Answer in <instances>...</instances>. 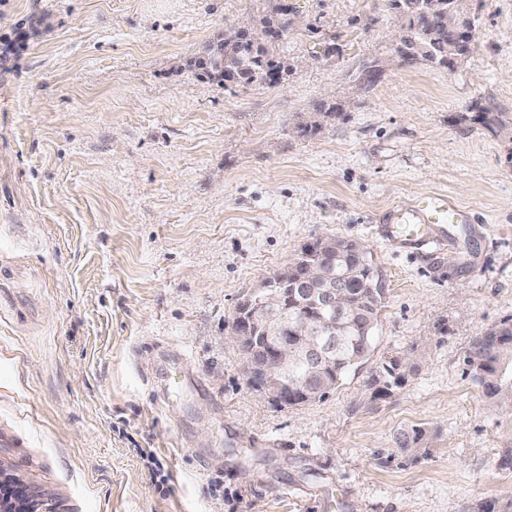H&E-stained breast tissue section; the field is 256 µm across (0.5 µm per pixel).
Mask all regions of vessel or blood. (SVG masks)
<instances>
[{
	"label": "vessel or blood",
	"instance_id": "b4317fda",
	"mask_svg": "<svg viewBox=\"0 0 512 512\" xmlns=\"http://www.w3.org/2000/svg\"><path fill=\"white\" fill-rule=\"evenodd\" d=\"M466 219V209L447 194L430 192L388 210L379 232L391 246L418 255L448 247L455 225Z\"/></svg>",
	"mask_w": 512,
	"mask_h": 512
}]
</instances>
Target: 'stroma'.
Masks as SVG:
<instances>
[{
    "label": "stroma",
    "mask_w": 512,
    "mask_h": 512,
    "mask_svg": "<svg viewBox=\"0 0 512 512\" xmlns=\"http://www.w3.org/2000/svg\"><path fill=\"white\" fill-rule=\"evenodd\" d=\"M287 4L288 75L226 88L199 59L279 24L277 0H0V468L48 512H512V411L464 364L512 317V0H462L451 66L396 56L388 0ZM431 191L477 223L393 251L375 224ZM324 237L362 243L385 292L372 364L416 368L384 398L366 367L286 405L225 338Z\"/></svg>",
    "instance_id": "stroma-1"
}]
</instances>
